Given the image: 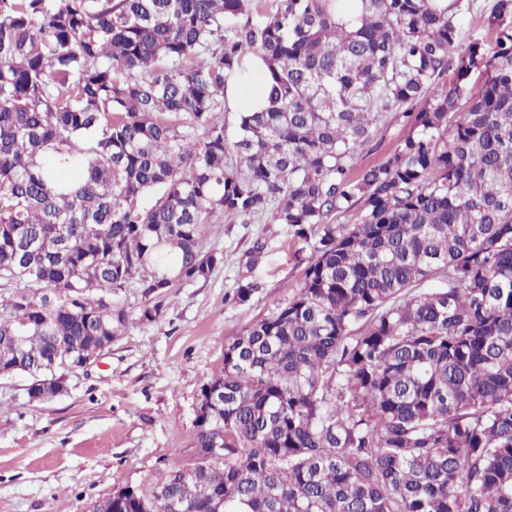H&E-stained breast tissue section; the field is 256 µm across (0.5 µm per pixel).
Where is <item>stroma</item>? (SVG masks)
Masks as SVG:
<instances>
[{
    "label": "stroma",
    "mask_w": 512,
    "mask_h": 512,
    "mask_svg": "<svg viewBox=\"0 0 512 512\" xmlns=\"http://www.w3.org/2000/svg\"><path fill=\"white\" fill-rule=\"evenodd\" d=\"M408 131L402 110L389 112L363 164ZM202 246L224 256L210 277L175 283L152 321L140 318L151 298L128 288V329L52 400L31 401L26 376L0 377V512H94L115 490L195 456L200 390L223 365L225 338L272 314L303 273L287 227L266 216L231 224L215 214ZM246 278L257 285L251 301L226 303Z\"/></svg>",
    "instance_id": "35a3bbf8"
}]
</instances>
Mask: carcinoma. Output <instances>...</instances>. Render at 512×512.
Segmentation results:
<instances>
[{
	"label": "carcinoma",
	"mask_w": 512,
	"mask_h": 512,
	"mask_svg": "<svg viewBox=\"0 0 512 512\" xmlns=\"http://www.w3.org/2000/svg\"><path fill=\"white\" fill-rule=\"evenodd\" d=\"M253 2L0 0V366L55 397L129 326L126 288L207 279L211 217L267 216L310 251L298 288L224 340L197 456L112 512H512V0L484 36L472 0L240 23ZM249 56L265 105L231 140ZM397 107L409 132L361 166ZM248 67L253 69L252 81L250 83L231 82L225 91L227 106L230 110L229 113L226 112L225 132L230 138L236 134L233 112H254L264 105L259 84L265 80V75L262 73L265 68L253 62H249ZM256 78L258 79L257 83L255 82Z\"/></svg>",
	"instance_id": "1"
}]
</instances>
